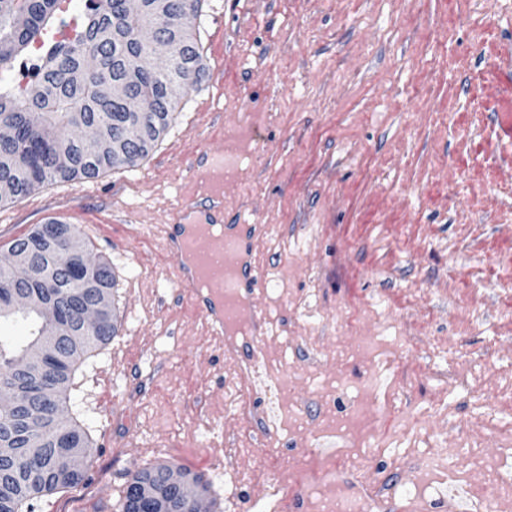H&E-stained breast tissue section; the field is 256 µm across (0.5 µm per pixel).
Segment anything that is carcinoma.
I'll return each instance as SVG.
<instances>
[{"label":"carcinoma","mask_w":512,"mask_h":512,"mask_svg":"<svg viewBox=\"0 0 512 512\" xmlns=\"http://www.w3.org/2000/svg\"><path fill=\"white\" fill-rule=\"evenodd\" d=\"M91 2L76 36L46 49L33 86L19 91L0 87V123L13 133L12 141L0 147V206L58 180L97 178L115 167L135 166L172 125L180 99L206 76L197 39L188 24L180 22L186 12L198 15L201 0H170L163 11L158 10V0ZM58 5L59 0H0V71L42 35ZM158 37L177 47L162 70L148 64L151 44ZM104 82L126 85L128 97L101 96L99 86ZM129 122L143 128L142 137L113 153L98 151L73 131L82 123L119 133ZM59 151L68 155L64 166L50 160ZM65 243L46 241L37 227L9 246L28 249L45 264L61 269L59 282L50 290L38 282L27 284L20 270L0 265L4 302H11L21 287L38 293L63 315L75 335L57 337V350L30 365L28 348L46 339L51 330L43 316L33 309L16 312L15 318L30 326L24 343L0 336V385L15 393L13 408L0 411V442L11 449L0 457V512H36L43 497L90 480L92 445L85 431L65 416L67 391L76 364L112 342L120 323L110 310L99 326L84 325L80 306L91 300V294L76 275L83 260L67 256ZM47 388L54 390L50 406L42 401ZM66 451L85 453L81 469L66 464ZM173 470L185 481L202 485L199 477L179 468H142L127 482L117 512H160L169 502L180 512H190L178 489L167 484L166 474ZM145 483L156 487L158 499L139 506L136 490Z\"/></svg>","instance_id":"obj_1"}]
</instances>
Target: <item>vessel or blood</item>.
<instances>
[{"mask_svg": "<svg viewBox=\"0 0 512 512\" xmlns=\"http://www.w3.org/2000/svg\"><path fill=\"white\" fill-rule=\"evenodd\" d=\"M242 160L234 140H226L222 150L201 156L198 168L204 188L202 198L190 201L178 210L180 225L216 223L217 213L224 210V189L233 183ZM254 225L235 221L225 225L219 243H196V262H189L185 253L184 233L167 230L168 251L178 264L180 287L189 289L196 310L218 331L239 319H246L249 334L225 348L226 356L241 367L254 369L255 347L261 327V315L252 302V295L262 284V276L251 259ZM208 266L214 281L213 291L197 286V265Z\"/></svg>", "mask_w": 512, "mask_h": 512, "instance_id": "b4317fda", "label": "vessel or blood"}]
</instances>
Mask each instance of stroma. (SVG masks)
<instances>
[{
    "label": "stroma",
    "instance_id": "1",
    "mask_svg": "<svg viewBox=\"0 0 512 512\" xmlns=\"http://www.w3.org/2000/svg\"><path fill=\"white\" fill-rule=\"evenodd\" d=\"M193 25L208 76L146 158L0 207V261L57 219L93 226L117 280L119 334L69 387L92 479L42 512H112L160 464L200 477L201 512H298L344 418L375 450L358 494L432 456L483 495L512 448V0H202ZM251 120L224 215L257 225L259 383L284 387L265 431L163 230Z\"/></svg>",
    "mask_w": 512,
    "mask_h": 512
}]
</instances>
